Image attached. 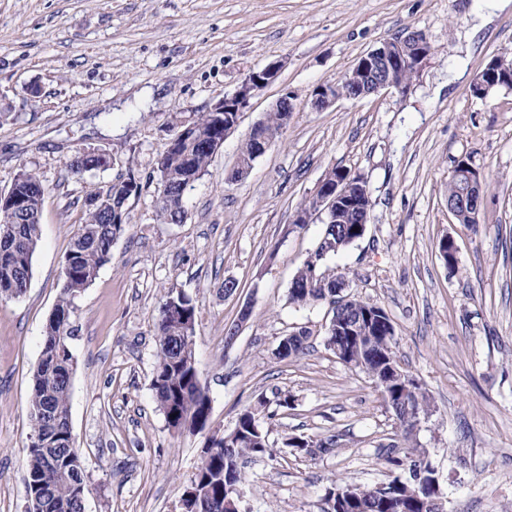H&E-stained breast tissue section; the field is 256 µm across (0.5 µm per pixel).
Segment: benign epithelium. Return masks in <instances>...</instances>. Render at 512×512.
I'll return each mask as SVG.
<instances>
[{
    "label": "benign epithelium",
    "instance_id": "benign-epithelium-1",
    "mask_svg": "<svg viewBox=\"0 0 512 512\" xmlns=\"http://www.w3.org/2000/svg\"><path fill=\"white\" fill-rule=\"evenodd\" d=\"M431 54V45L421 32H413L405 37L388 40L365 53L355 64L334 82L319 85L312 94L311 106L325 109L340 99L359 100L375 95L383 90H394L405 95L411 84L395 85L386 80L387 74L406 69L416 74ZM282 63L271 61L260 69L251 71L236 91L210 108L212 112L224 113V136H229L239 125L240 117L250 105L251 99L265 88L275 83L280 75ZM454 174L465 179L466 189L456 199L448 203V210L459 220L468 217L478 220L483 199V186L478 172L466 160L453 167ZM362 183V179L349 172L334 182L322 180L312 200L317 215H325L329 222L336 221L341 203L356 204L350 199L352 187ZM204 497L197 485L190 484L181 500L182 512H198Z\"/></svg>",
    "mask_w": 512,
    "mask_h": 512
}]
</instances>
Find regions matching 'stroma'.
I'll return each instance as SVG.
<instances>
[{"label": "stroma", "instance_id": "stroma-1", "mask_svg": "<svg viewBox=\"0 0 512 512\" xmlns=\"http://www.w3.org/2000/svg\"><path fill=\"white\" fill-rule=\"evenodd\" d=\"M419 31L432 51L406 95L383 91L313 109L314 89L382 42ZM512 51V6L488 0H0V192L21 170L45 188L25 295L0 299V512H27L32 375L86 200L134 175L112 259L74 300L70 424L86 512H181L203 452L265 401L272 454L249 459L243 512H320L333 485L385 483L423 455L446 512H512V89L473 94L476 75ZM278 60L237 129L186 190V219L157 217L156 163L177 122ZM294 110L248 175L228 181L252 126L284 94ZM98 149L110 168L66 163ZM468 160L486 185L477 227L448 211V176ZM335 168L371 199L364 235L331 259L352 292L395 327L401 368L431 413L404 435L365 373L325 345L329 304L288 301L324 225L294 224ZM452 237L447 267L436 245ZM237 282L224 295L225 282ZM192 298L195 358L210 398L204 428L168 427L153 396L155 317L168 293ZM250 317L240 321L242 307ZM234 342H227L229 329ZM305 329L303 353L276 354ZM291 435L335 437L295 453Z\"/></svg>", "mask_w": 512, "mask_h": 512}]
</instances>
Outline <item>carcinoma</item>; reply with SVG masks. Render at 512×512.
<instances>
[{
	"label": "carcinoma",
	"instance_id": "cac0c4a2",
	"mask_svg": "<svg viewBox=\"0 0 512 512\" xmlns=\"http://www.w3.org/2000/svg\"><path fill=\"white\" fill-rule=\"evenodd\" d=\"M285 112H268L262 132L276 139L284 125ZM223 115L201 112L186 129L188 135H176L168 150L157 160L159 220L172 224L185 213L183 187L200 178L209 166L216 139L222 137L217 124ZM107 161L92 152L77 156L67 163L69 172L80 176L88 171L104 169ZM140 191L134 175L119 178L90 202L85 221L74 233L65 256L64 283L55 312L59 320L46 326L40 362L33 374L30 398L32 436L43 441L39 448H27L26 481L30 503L38 504V512H78V501L85 496V480L80 457L72 453V437L67 427L70 411V374L74 372L72 353L67 339L73 335L70 313L74 298L88 288L99 269L112 259V243L124 231L126 202ZM45 187L33 172L22 171L6 196L0 199V295L19 298L26 293L32 271V259L39 240L40 210ZM361 210L352 213L349 224H327L318 248L324 251L316 268L302 266L288 289V301L304 306L326 301L332 307L341 304L344 318L360 312L372 314L370 335L359 340L328 330L325 344H338L349 355L354 368L388 381L382 389L384 398L399 425L409 434L416 421L428 416L430 402L425 394L413 397L405 379L391 372L399 368L393 351L394 327L376 328L379 320H389L381 308L350 296L347 301L336 295L335 274L322 270L328 258L346 250L363 235L357 222ZM196 307L185 295H170L160 306L154 328L157 337L156 365L151 383L157 405L168 426L180 428L186 423L198 424L206 419L209 395L201 386L194 351ZM236 437L226 443L214 439L210 458L201 461L193 480H202L207 489L203 512H229L224 506L226 488L241 484L243 463L249 457L270 452L268 432L251 409L237 417ZM285 446L298 452L324 448L326 444L303 436H294ZM431 485L414 483L405 477L396 488V497L369 498L350 493L337 502L334 512H422L428 507Z\"/></svg>",
	"mask_w": 512,
	"mask_h": 512
}]
</instances>
